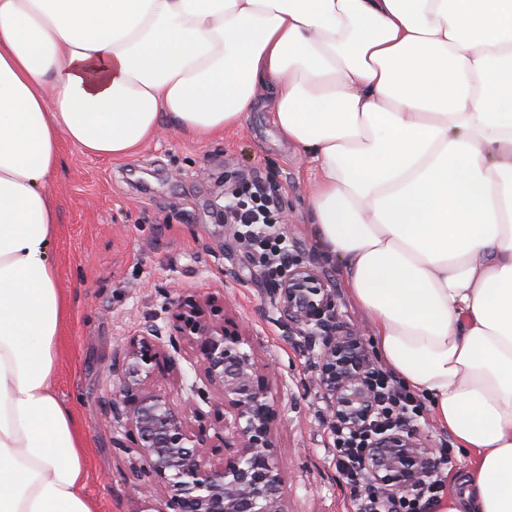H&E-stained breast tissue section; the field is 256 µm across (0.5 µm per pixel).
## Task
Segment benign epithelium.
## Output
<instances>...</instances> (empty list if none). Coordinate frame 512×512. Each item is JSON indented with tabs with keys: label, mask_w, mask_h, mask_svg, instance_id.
<instances>
[{
	"label": "benign epithelium",
	"mask_w": 512,
	"mask_h": 512,
	"mask_svg": "<svg viewBox=\"0 0 512 512\" xmlns=\"http://www.w3.org/2000/svg\"><path fill=\"white\" fill-rule=\"evenodd\" d=\"M272 294L290 328L318 349L315 371L332 421L360 427L376 409L364 334L341 324L328 285L310 266L288 264ZM169 304L176 335L165 337L153 326L130 340L122 364L112 365V416L126 419L134 431L138 473L153 482L162 512H287L285 466L271 451L273 400L254 354L199 303L178 296ZM182 342L194 348L196 367L218 395L220 409L233 415L236 451L218 466L207 463L220 450L207 438L208 426L191 429L183 412L146 388L147 380L175 361L164 355L165 345L178 353ZM432 453L418 430L397 425L373 439L365 461L368 481L395 495L408 493L428 470Z\"/></svg>",
	"instance_id": "benign-epithelium-1"
}]
</instances>
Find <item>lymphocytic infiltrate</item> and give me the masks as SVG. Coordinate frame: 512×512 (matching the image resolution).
I'll return each mask as SVG.
<instances>
[{
  "instance_id": "1",
  "label": "lymphocytic infiltrate",
  "mask_w": 512,
  "mask_h": 512,
  "mask_svg": "<svg viewBox=\"0 0 512 512\" xmlns=\"http://www.w3.org/2000/svg\"><path fill=\"white\" fill-rule=\"evenodd\" d=\"M230 221L240 236L272 271H279L288 245L285 238L269 233L277 216V202L253 178H243L231 204ZM377 410L358 431L333 428L336 468L350 490L354 512H433L446 486L454 459L449 448L435 449L429 473L409 496L391 498L383 490L366 491L363 460L369 437L401 421L415 422L424 414V404L392 373L377 370Z\"/></svg>"
}]
</instances>
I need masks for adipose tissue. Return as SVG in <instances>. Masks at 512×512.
<instances>
[{
  "instance_id": "ef3b65f1",
  "label": "adipose tissue",
  "mask_w": 512,
  "mask_h": 512,
  "mask_svg": "<svg viewBox=\"0 0 512 512\" xmlns=\"http://www.w3.org/2000/svg\"><path fill=\"white\" fill-rule=\"evenodd\" d=\"M512 0H0V512H93L54 378L61 141L133 155L266 107L386 365L512 512Z\"/></svg>"
}]
</instances>
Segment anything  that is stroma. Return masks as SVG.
Listing matches in <instances>:
<instances>
[{
  "label": "stroma",
  "instance_id": "stroma-1",
  "mask_svg": "<svg viewBox=\"0 0 512 512\" xmlns=\"http://www.w3.org/2000/svg\"><path fill=\"white\" fill-rule=\"evenodd\" d=\"M60 152L49 186L62 213L52 260L69 318L55 389L86 438V491L97 512H134L146 502L155 512L163 507L132 466L134 454L125 448L131 427L112 417L110 369L123 362L134 336L154 324L166 327L172 293L217 301V316L253 349L276 403L272 442L287 464L288 512H352L312 356L274 305L271 279L224 222L232 177L251 172L278 201L285 221L276 231L290 253L328 281L341 322L368 328L343 264L324 254L309 223L314 177L302 149L258 108L241 129L207 141L167 128L122 159L84 155L66 142ZM204 385L186 345L176 369L146 383L177 408L191 400L206 412L209 403L191 393Z\"/></svg>",
  "mask_w": 512,
  "mask_h": 512
}]
</instances>
